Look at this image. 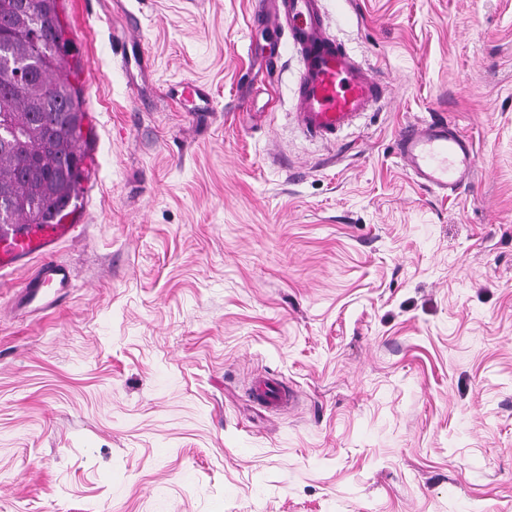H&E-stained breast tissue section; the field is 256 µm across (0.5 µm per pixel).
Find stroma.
Wrapping results in <instances>:
<instances>
[{
    "mask_svg": "<svg viewBox=\"0 0 512 512\" xmlns=\"http://www.w3.org/2000/svg\"><path fill=\"white\" fill-rule=\"evenodd\" d=\"M254 2L59 0L73 287L17 311L0 269V512H512V0H323L391 90L337 146ZM441 115L478 168L446 198L395 154ZM250 397L254 403L266 410L279 412L290 406L296 395L277 380L263 377L257 381Z\"/></svg>",
    "mask_w": 512,
    "mask_h": 512,
    "instance_id": "stroma-1",
    "label": "stroma"
}]
</instances>
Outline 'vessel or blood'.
I'll return each instance as SVG.
<instances>
[{
  "label": "vessel or blood",
  "mask_w": 512,
  "mask_h": 512,
  "mask_svg": "<svg viewBox=\"0 0 512 512\" xmlns=\"http://www.w3.org/2000/svg\"><path fill=\"white\" fill-rule=\"evenodd\" d=\"M251 22L286 36L300 55L295 117L308 136L337 139L385 97L387 87L370 66L327 33L321 0H259ZM396 155L419 187L446 197L476 177L473 143L444 119L404 126ZM75 230V225L62 222L12 225L0 231V268L37 262L16 298L17 308L44 313L62 303L71 276L54 259L53 250ZM295 398L292 390L268 377L260 378L251 393L254 403L272 412L287 408Z\"/></svg>",
  "instance_id": "b4317fda"
}]
</instances>
